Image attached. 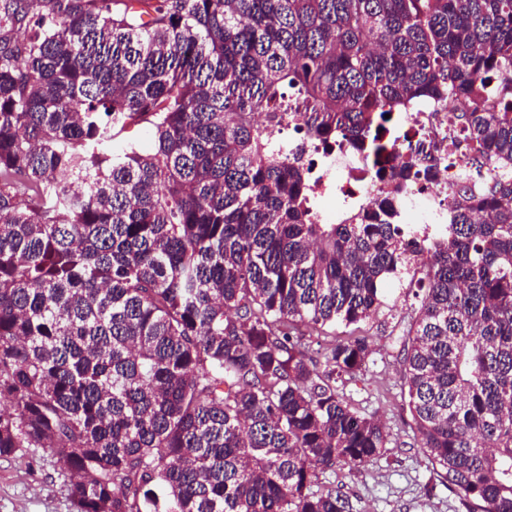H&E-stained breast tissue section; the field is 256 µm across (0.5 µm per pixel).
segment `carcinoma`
Returning <instances> with one entry per match:
<instances>
[{
  "label": "carcinoma",
  "instance_id": "cac0c4a2",
  "mask_svg": "<svg viewBox=\"0 0 512 512\" xmlns=\"http://www.w3.org/2000/svg\"><path fill=\"white\" fill-rule=\"evenodd\" d=\"M288 95L377 152L385 115L461 100L512 161V0H0V458L49 453L76 512H349L319 477L387 452L339 391L368 345L303 330L411 276L418 443L466 512H512V175L431 242L383 196L322 224L269 141ZM140 123L153 154L115 143Z\"/></svg>",
  "mask_w": 512,
  "mask_h": 512
}]
</instances>
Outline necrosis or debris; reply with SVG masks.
I'll use <instances>...</instances> for the list:
<instances>
[{"mask_svg":"<svg viewBox=\"0 0 512 512\" xmlns=\"http://www.w3.org/2000/svg\"><path fill=\"white\" fill-rule=\"evenodd\" d=\"M457 103L423 99L397 113L384 131L383 154L355 145L339 137L330 142L302 140L295 126L285 125V144L302 147L301 161L311 169L313 193L322 223L339 224L369 210L375 197H388L391 221L404 225L415 238L429 239L448 229L452 187L474 173L471 161L478 148L458 132ZM414 155L426 177L415 187L396 189L381 182V164L397 163ZM503 164L485 165L481 179L503 176Z\"/></svg>","mask_w":512,"mask_h":512,"instance_id":"obj_1","label":"necrosis or debris"}]
</instances>
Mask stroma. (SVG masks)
Instances as JSON below:
<instances>
[{
	"label": "stroma",
	"instance_id": "35a3bbf8",
	"mask_svg": "<svg viewBox=\"0 0 512 512\" xmlns=\"http://www.w3.org/2000/svg\"><path fill=\"white\" fill-rule=\"evenodd\" d=\"M414 293L409 279L390 280L386 307L378 318L356 329L328 327L322 334L326 341L349 335L366 339L367 370L345 383L342 392L360 414L380 419L390 434L387 452L376 463L353 473L339 470L321 476L322 485L342 488L350 512H464L421 450L402 394L397 339L418 306ZM69 481L49 453L0 458V512H75Z\"/></svg>",
	"mask_w": 512,
	"mask_h": 512
}]
</instances>
